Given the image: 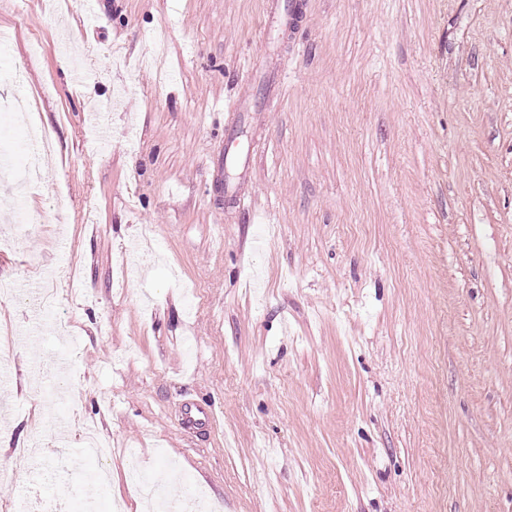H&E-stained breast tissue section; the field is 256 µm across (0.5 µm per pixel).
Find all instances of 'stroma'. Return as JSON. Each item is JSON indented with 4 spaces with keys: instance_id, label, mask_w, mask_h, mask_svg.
<instances>
[{
    "instance_id": "stroma-1",
    "label": "stroma",
    "mask_w": 512,
    "mask_h": 512,
    "mask_svg": "<svg viewBox=\"0 0 512 512\" xmlns=\"http://www.w3.org/2000/svg\"><path fill=\"white\" fill-rule=\"evenodd\" d=\"M266 2L0 0V505L512 512V0Z\"/></svg>"
}]
</instances>
